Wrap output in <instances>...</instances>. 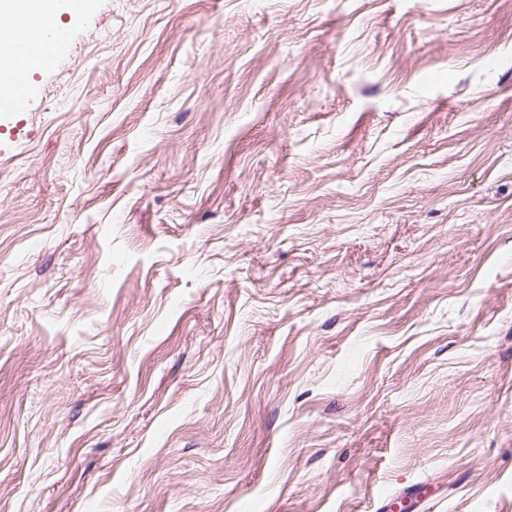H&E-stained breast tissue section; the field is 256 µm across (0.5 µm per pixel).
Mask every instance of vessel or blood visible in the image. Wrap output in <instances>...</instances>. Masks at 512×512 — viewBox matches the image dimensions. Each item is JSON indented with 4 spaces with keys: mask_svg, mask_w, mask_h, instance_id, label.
<instances>
[{
    "mask_svg": "<svg viewBox=\"0 0 512 512\" xmlns=\"http://www.w3.org/2000/svg\"><path fill=\"white\" fill-rule=\"evenodd\" d=\"M68 53V36L55 29L40 30L37 42L17 43L7 29H0V54L12 66L0 78V119L10 118L32 109L35 101L32 76L51 70Z\"/></svg>",
    "mask_w": 512,
    "mask_h": 512,
    "instance_id": "b4317fda",
    "label": "vessel or blood"
}]
</instances>
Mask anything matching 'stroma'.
Wrapping results in <instances>:
<instances>
[{"label": "stroma", "instance_id": "stroma-1", "mask_svg": "<svg viewBox=\"0 0 512 512\" xmlns=\"http://www.w3.org/2000/svg\"><path fill=\"white\" fill-rule=\"evenodd\" d=\"M0 134V512H512V0H85Z\"/></svg>", "mask_w": 512, "mask_h": 512}]
</instances>
